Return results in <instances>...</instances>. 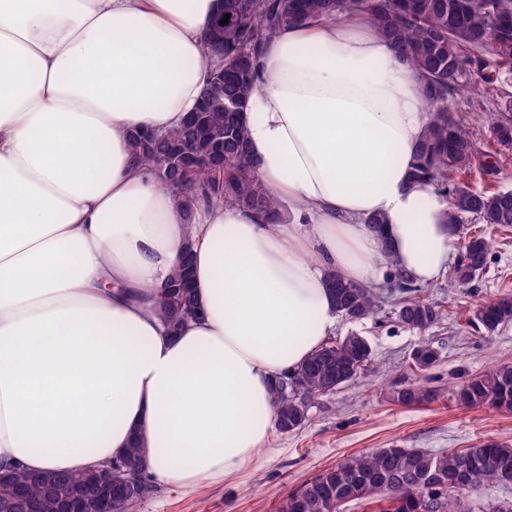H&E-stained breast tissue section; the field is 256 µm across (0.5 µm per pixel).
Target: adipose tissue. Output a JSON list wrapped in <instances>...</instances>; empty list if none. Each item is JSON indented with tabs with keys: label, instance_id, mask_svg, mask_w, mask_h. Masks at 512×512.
<instances>
[{
	"label": "adipose tissue",
	"instance_id": "1",
	"mask_svg": "<svg viewBox=\"0 0 512 512\" xmlns=\"http://www.w3.org/2000/svg\"><path fill=\"white\" fill-rule=\"evenodd\" d=\"M219 5L0 0V471L94 468L137 434L158 482L229 479L277 427L274 376L336 325L328 273L448 269V203L411 178L422 84L362 16L284 26L257 61L249 148L285 221L185 214L133 160L131 131L194 108ZM188 239L204 317L173 332L157 303Z\"/></svg>",
	"mask_w": 512,
	"mask_h": 512
}]
</instances>
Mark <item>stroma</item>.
I'll list each match as a JSON object with an SVG mask.
<instances>
[{
	"mask_svg": "<svg viewBox=\"0 0 512 512\" xmlns=\"http://www.w3.org/2000/svg\"><path fill=\"white\" fill-rule=\"evenodd\" d=\"M509 97L512 79L493 75L484 82H466L452 100L482 148L502 157L496 175L477 167L466 173L474 189H512V150L497 143L487 122L488 114L499 111ZM486 233L494 237L496 247L482 276L465 288L451 287L447 274L423 286V296L444 310L442 320L428 330L419 332L402 325L388 302L371 318H338L332 338L351 333L366 338L374 350L375 368L315 401L304 428L288 434L273 432L258 467L204 483L193 492L155 484L130 512H278L284 496L323 470L378 448L445 451L487 441L512 444V411L470 408L455 398L457 387L468 377L512 362V324L486 337L467 322L474 305L512 293V231L490 227ZM423 341L439 355L426 382L438 397L420 406L394 404L389 399L391 391L415 379L409 366Z\"/></svg>",
	"mask_w": 512,
	"mask_h": 512,
	"instance_id": "stroma-1",
	"label": "stroma"
}]
</instances>
